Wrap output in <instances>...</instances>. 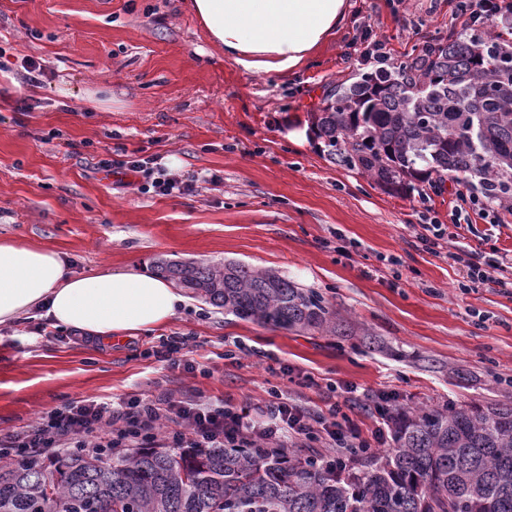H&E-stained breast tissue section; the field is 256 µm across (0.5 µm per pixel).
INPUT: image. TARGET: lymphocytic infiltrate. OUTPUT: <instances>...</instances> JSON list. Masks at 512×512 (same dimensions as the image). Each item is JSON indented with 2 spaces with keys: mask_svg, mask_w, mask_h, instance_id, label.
Here are the masks:
<instances>
[{
  "mask_svg": "<svg viewBox=\"0 0 512 512\" xmlns=\"http://www.w3.org/2000/svg\"><path fill=\"white\" fill-rule=\"evenodd\" d=\"M460 16L471 26L512 22V0H458ZM99 170H124L138 175L139 193H185L190 182L160 176L157 157L130 155L104 158ZM340 406L328 414H306L281 394H272L262 419L255 420L237 406L189 404L163 395H135L120 401L106 398L71 402L20 432L0 435V452L38 457L64 444L76 448H260L279 451L293 440L315 442L329 438L339 448L368 451L383 447V431L364 437L359 427L341 418Z\"/></svg>",
  "mask_w": 512,
  "mask_h": 512,
  "instance_id": "lymphocytic-infiltrate-1",
  "label": "lymphocytic infiltrate"
}]
</instances>
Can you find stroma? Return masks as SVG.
I'll return each instance as SVG.
<instances>
[{
  "instance_id": "obj_1",
  "label": "stroma",
  "mask_w": 512,
  "mask_h": 512,
  "mask_svg": "<svg viewBox=\"0 0 512 512\" xmlns=\"http://www.w3.org/2000/svg\"><path fill=\"white\" fill-rule=\"evenodd\" d=\"M188 4L0 0L12 63L0 72V239L52 248L77 275L149 271L161 258L270 268L321 294L347 326L289 331L199 300L102 345L26 316L0 326V432L66 402L140 393L251 410L276 390L324 413L348 383L347 414L366 435L382 425L372 408L381 391L404 410L512 401V296L465 286L474 254L512 256V213L453 228L452 180L392 196L329 161L315 135L296 145L280 134L307 125L330 85L368 71L372 41L397 63L465 29L455 0H348L335 36L279 78L224 58ZM25 58L46 66L43 85L25 83ZM23 98L31 111H17ZM117 148L158 155L192 190L120 186L95 169ZM434 217L449 230L430 247L423 226ZM172 336L185 337L188 368L158 360Z\"/></svg>"
}]
</instances>
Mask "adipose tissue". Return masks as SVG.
Segmentation results:
<instances>
[{
    "label": "adipose tissue",
    "mask_w": 512,
    "mask_h": 512,
    "mask_svg": "<svg viewBox=\"0 0 512 512\" xmlns=\"http://www.w3.org/2000/svg\"><path fill=\"white\" fill-rule=\"evenodd\" d=\"M211 42L247 73L294 71L341 23L346 0H191ZM166 280L137 270L69 272L58 252L0 241V325L39 312L105 341L156 329L186 305Z\"/></svg>",
    "instance_id": "ef3b65f1"
}]
</instances>
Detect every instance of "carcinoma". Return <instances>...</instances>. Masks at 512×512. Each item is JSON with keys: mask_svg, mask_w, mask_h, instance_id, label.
Listing matches in <instances>:
<instances>
[{"mask_svg": "<svg viewBox=\"0 0 512 512\" xmlns=\"http://www.w3.org/2000/svg\"><path fill=\"white\" fill-rule=\"evenodd\" d=\"M309 121L335 164L409 196L446 172L512 208V26L450 34L398 67L329 86ZM157 272L236 317L336 334L318 293L270 269L160 261ZM393 448L358 467L256 448L0 462V512H512V401L391 417Z\"/></svg>", "mask_w": 512, "mask_h": 512, "instance_id": "obj_1", "label": "carcinoma"}]
</instances>
